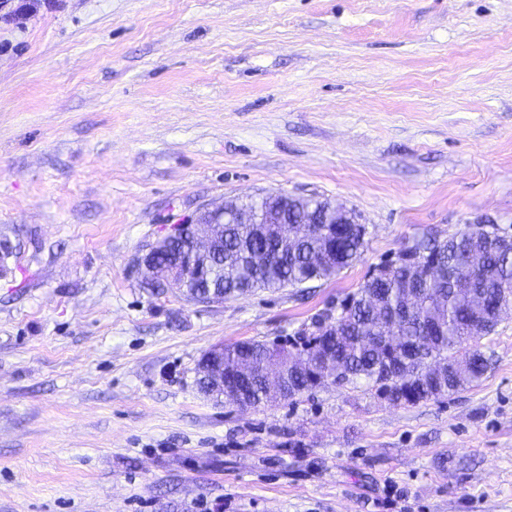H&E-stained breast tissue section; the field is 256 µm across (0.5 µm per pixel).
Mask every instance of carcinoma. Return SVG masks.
I'll use <instances>...</instances> for the list:
<instances>
[{"label":"carcinoma","instance_id":"obj_1","mask_svg":"<svg viewBox=\"0 0 512 512\" xmlns=\"http://www.w3.org/2000/svg\"><path fill=\"white\" fill-rule=\"evenodd\" d=\"M322 200L280 191L261 204L290 224L306 222L309 204ZM316 224L293 244L263 224L224 225V262L214 266L208 287L191 279L192 302L226 298L258 289L301 288L335 278L365 246L366 226ZM179 243L165 259L192 243L195 225L179 224ZM499 237L497 228L478 225L449 238L424 236L378 265L365 282L336 306V315L318 316L312 330L282 343L261 340L224 347V365L243 363L251 371L243 406L272 404L267 365L280 366L283 400L326 384L364 379L394 405L435 400L479 382L488 359L477 347L492 333L500 312L512 307V242L475 248L476 238Z\"/></svg>","mask_w":512,"mask_h":512}]
</instances>
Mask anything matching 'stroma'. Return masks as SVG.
<instances>
[{"label":"stroma","instance_id":"35a3bbf8","mask_svg":"<svg viewBox=\"0 0 512 512\" xmlns=\"http://www.w3.org/2000/svg\"><path fill=\"white\" fill-rule=\"evenodd\" d=\"M276 191L358 213L360 258L145 288L176 225ZM467 224L512 235V0H0V512H512V310L478 384L414 406L197 386Z\"/></svg>","mask_w":512,"mask_h":512}]
</instances>
